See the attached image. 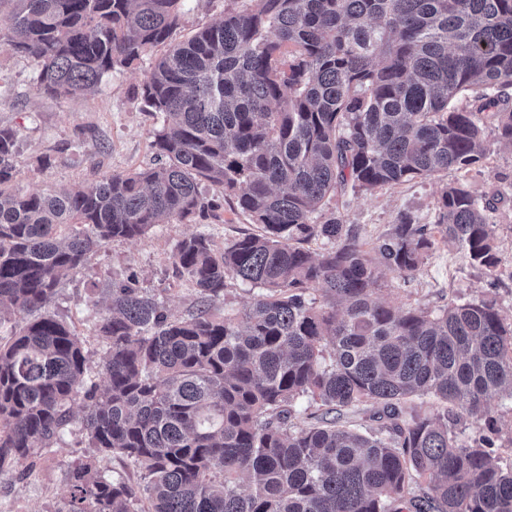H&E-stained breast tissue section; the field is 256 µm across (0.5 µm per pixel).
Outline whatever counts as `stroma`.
Masks as SVG:
<instances>
[{
	"instance_id": "stroma-1",
	"label": "stroma",
	"mask_w": 512,
	"mask_h": 512,
	"mask_svg": "<svg viewBox=\"0 0 512 512\" xmlns=\"http://www.w3.org/2000/svg\"><path fill=\"white\" fill-rule=\"evenodd\" d=\"M243 2L184 0L182 27L174 41L186 39L218 19L224 9ZM165 51V46H158L132 67L113 70L95 92L56 99L35 93L31 61L0 44V126L17 132L16 176L9 189L45 192L150 166V142L162 119L145 106L140 91L154 59ZM456 181L479 196L500 191L507 197L495 215L501 258L497 277L437 238L420 272L406 280L386 275L378 295L396 307L418 304L429 309L490 295L502 316L512 321V146L494 145L486 164L468 172L452 169L438 180L347 194L339 210L360 238L372 243L403 213L419 223H433L443 185ZM201 191L216 203L215 211L188 224L156 226L134 240L110 242L91 253L60 285L51 309L82 337L90 360H98L102 353L95 304L107 298L113 280L137 273L143 286L164 299L172 317L183 318L193 309L195 295L172 269L176 242L202 233L219 249L234 238L258 232V225L225 198L222 187L207 183ZM93 454L80 422H73L49 452L37 457L30 472L0 476V512H55L69 498L74 467Z\"/></svg>"
}]
</instances>
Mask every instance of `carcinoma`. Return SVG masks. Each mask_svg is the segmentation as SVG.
Wrapping results in <instances>:
<instances>
[{
	"mask_svg": "<svg viewBox=\"0 0 512 512\" xmlns=\"http://www.w3.org/2000/svg\"><path fill=\"white\" fill-rule=\"evenodd\" d=\"M7 48L35 90L84 93L180 27L183 0H15ZM141 98L163 118L155 163L67 191L0 190V476L73 422L95 450L72 475L66 512H132L135 489L100 462L130 460L145 512H512V464L452 429H494L488 398L512 399V322L490 298L430 311L377 296L416 275L432 232L495 273L501 194L442 188L434 228L400 215L373 244L330 196L483 165L512 145V0H249L147 72ZM0 127V184L16 175ZM220 185L260 225L213 249L179 239L176 273L196 308L174 319L135 275L99 308L97 362L49 310L65 277L114 240L183 224ZM325 238L314 255L303 246ZM232 281L258 289L217 313ZM321 292L322 300L310 297ZM435 397L443 412L406 405ZM308 397L318 423H293ZM380 404L363 433L338 414ZM431 485L419 496L412 486Z\"/></svg>",
	"mask_w": 512,
	"mask_h": 512,
	"instance_id": "carcinoma-1",
	"label": "carcinoma"
}]
</instances>
